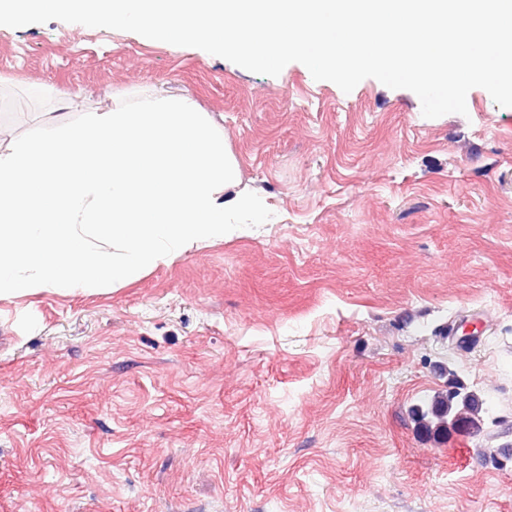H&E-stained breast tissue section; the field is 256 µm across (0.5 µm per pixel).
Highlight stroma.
<instances>
[{"label":"stroma","mask_w":512,"mask_h":512,"mask_svg":"<svg viewBox=\"0 0 512 512\" xmlns=\"http://www.w3.org/2000/svg\"><path fill=\"white\" fill-rule=\"evenodd\" d=\"M188 95L258 228L106 287L0 295V512H512V108L423 117L133 32L0 26V150ZM481 431L419 433L448 371Z\"/></svg>","instance_id":"35a3bbf8"}]
</instances>
